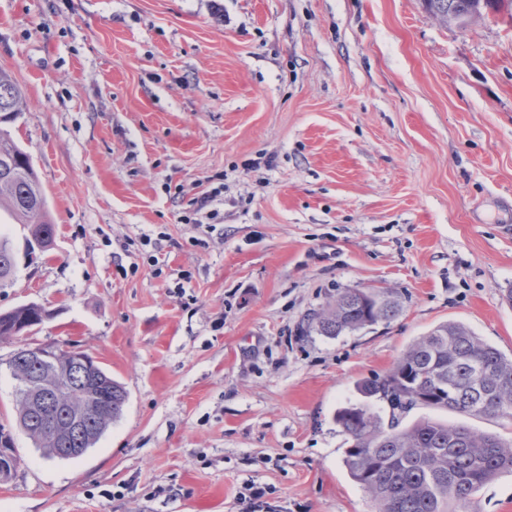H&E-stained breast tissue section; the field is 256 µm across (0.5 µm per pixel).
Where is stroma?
<instances>
[{
    "mask_svg": "<svg viewBox=\"0 0 512 512\" xmlns=\"http://www.w3.org/2000/svg\"><path fill=\"white\" fill-rule=\"evenodd\" d=\"M9 131L56 226L17 253L0 310L50 319L0 342L68 344L125 386L95 448L22 458L0 512H375L344 465L357 383L460 322L512 358V17L446 26L423 0H0ZM211 193L217 222L187 224ZM400 315L337 337L306 320L346 288ZM512 437V420H401Z\"/></svg>",
    "mask_w": 512,
    "mask_h": 512,
    "instance_id": "1",
    "label": "stroma"
}]
</instances>
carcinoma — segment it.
Masks as SVG:
<instances>
[{
    "label": "carcinoma",
    "mask_w": 512,
    "mask_h": 512,
    "mask_svg": "<svg viewBox=\"0 0 512 512\" xmlns=\"http://www.w3.org/2000/svg\"><path fill=\"white\" fill-rule=\"evenodd\" d=\"M430 16L448 26L472 25L483 19L487 8L510 7L512 0H425ZM24 106L23 94L11 76L0 70V116L8 124ZM18 224L28 227L33 239L48 248L55 234L49 219L46 196L29 155L0 128V209ZM16 273L10 239L0 235V283L12 282ZM399 299L386 288H347L313 312L308 328L321 336H339L395 319ZM40 317L35 306L0 312V341L15 336L22 320ZM102 382L112 387V401L95 403L87 414L84 431L68 441L42 438L31 422L24 396L25 378L37 377V369L12 371L17 381L18 427L32 440L43 457L56 458L59 448H77L78 459L97 445L110 425L123 413L127 391L103 367ZM93 379L78 372L60 370L50 382L59 390V404L68 400L67 390ZM363 402L339 409L336 422L349 436L344 463L352 479L376 501L377 512H465L479 490L504 473H512V440L480 434L463 425L448 426L423 419L410 427L400 426L403 414L418 404L469 415L512 419V359L483 342L459 322L437 325L410 344L382 378L358 385ZM389 404L391 418L371 410L370 401ZM19 466L12 429L0 423V481L11 480Z\"/></svg>",
    "instance_id": "1"
}]
</instances>
